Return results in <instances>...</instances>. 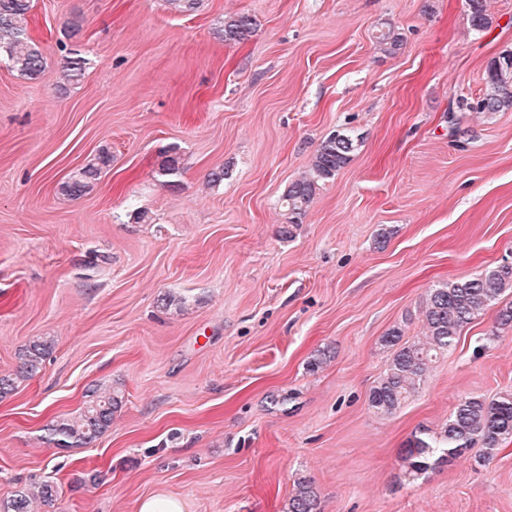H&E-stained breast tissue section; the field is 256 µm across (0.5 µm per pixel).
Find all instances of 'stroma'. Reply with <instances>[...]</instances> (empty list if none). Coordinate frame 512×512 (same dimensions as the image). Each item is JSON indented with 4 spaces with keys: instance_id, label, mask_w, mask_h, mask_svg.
<instances>
[{
    "instance_id": "stroma-1",
    "label": "stroma",
    "mask_w": 512,
    "mask_h": 512,
    "mask_svg": "<svg viewBox=\"0 0 512 512\" xmlns=\"http://www.w3.org/2000/svg\"><path fill=\"white\" fill-rule=\"evenodd\" d=\"M486 5L476 31L466 0H203L191 14L34 0L45 74L0 55V376L30 341L54 348L0 399V500L51 480L59 496L36 512H138L151 495L287 512L306 477L320 512H512V441L418 478L400 460L459 398L512 392V330L483 342L494 310L397 413L368 404L388 330L422 336L429 288L512 254V110L457 107L512 50V0ZM236 13L256 30L224 43L214 31ZM388 27L393 53L376 42ZM71 52L86 61L75 84L60 78ZM343 128L350 162L282 235L284 191ZM104 149L111 169L65 199ZM170 149L174 189L159 176ZM96 386L124 394L111 428L47 443ZM112 165V154L101 151L85 165L72 172L61 186V194L68 199H77L87 193Z\"/></svg>"
}]
</instances>
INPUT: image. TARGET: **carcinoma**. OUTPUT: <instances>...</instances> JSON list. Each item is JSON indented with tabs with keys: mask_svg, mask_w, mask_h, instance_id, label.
I'll use <instances>...</instances> for the list:
<instances>
[{
	"mask_svg": "<svg viewBox=\"0 0 512 512\" xmlns=\"http://www.w3.org/2000/svg\"><path fill=\"white\" fill-rule=\"evenodd\" d=\"M468 21L475 30L488 24L485 0H467ZM32 0H0V52H5L12 67L21 75L37 79L45 73V58L39 45L26 35ZM255 30V22L246 14L224 18L215 35L226 43L247 40ZM402 38L393 28L380 31L378 44L392 52L401 46ZM84 76V60L67 56L61 79L77 81ZM466 108L494 114L512 109V52L500 59L499 66L487 70L484 92ZM356 138L347 130H338L324 139L314 153L309 172L291 183L282 196L289 228L303 223L318 185L333 179L351 159ZM112 165V154L103 150L85 165L72 172L61 186V194L77 199L87 193ZM179 157L168 155L162 161L159 175L165 185L177 186ZM512 293V261L507 260L480 275L448 282L431 288L423 302L425 339L404 338L400 327L390 329L382 342L390 351L383 375L370 389L369 407L377 414H395L424 382L432 365L452 349L462 332L485 311L496 309L495 324L500 330L512 329V301H504ZM51 339H37L22 351L18 369L0 376V397L11 394L22 381L33 377L52 352ZM80 412L62 417L47 426L48 440L59 449L87 445L106 433L114 415L121 409L124 395L112 387L96 386L86 394ZM512 440V393H504L488 401L479 396L462 397L441 431L435 435H415L401 448L400 459L410 476L417 477L439 463H450L463 453L479 447L482 456L491 457L503 442ZM58 498L57 485L44 481L16 491L0 501V512H31L30 505L40 500L46 505ZM288 512H320L313 482L300 478L288 502Z\"/></svg>",
	"mask_w": 512,
	"mask_h": 512,
	"instance_id": "1",
	"label": "carcinoma"
}]
</instances>
